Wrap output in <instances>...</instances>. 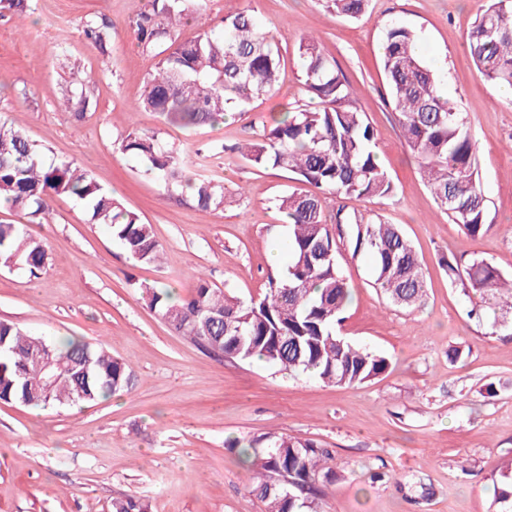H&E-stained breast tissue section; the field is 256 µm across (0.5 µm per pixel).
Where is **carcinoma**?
<instances>
[{
	"label": "carcinoma",
	"instance_id": "carcinoma-1",
	"mask_svg": "<svg viewBox=\"0 0 512 512\" xmlns=\"http://www.w3.org/2000/svg\"><path fill=\"white\" fill-rule=\"evenodd\" d=\"M322 2L338 17L358 19L369 0ZM205 4L148 0V9L133 23L142 48L162 55L157 70L145 79L137 108L185 128L218 125L279 82L281 54L275 38L247 11L224 16L217 26L202 23L193 37L178 39L176 28L203 17ZM81 32L103 54L112 44V26L103 20L82 22ZM416 39L406 26L385 28L381 65L390 102L436 204L452 223L476 237L490 224L475 143L463 113L441 97L438 76L419 55ZM468 45L488 82L512 86V0H490L468 35ZM297 56L305 91L319 105L285 112L245 151L234 147L254 166L286 170L314 187L277 199L291 229L285 275L270 280L259 301L217 291L202 277L184 298L167 288L148 287L145 299L178 333L214 354L311 373L328 385L362 384L384 374L390 362L336 332L352 291L341 275L329 225L346 226L345 246L352 257L369 259L374 284L389 303L419 307L426 284L418 256L398 225L366 221L342 208L326 212V195L371 201L390 197L394 186L377 153L374 129L336 61L313 37L300 39ZM120 150L144 161L145 172L166 191L186 192L202 208H224V185L188 174L185 161L157 136L130 131ZM61 194L76 197L94 223L112 228L134 260H159L162 248L151 225L76 163L46 160L27 135L0 120V198L37 217L47 213L49 197ZM47 259L46 245L28 236L22 225L0 224L1 267L23 266L35 276ZM442 266L471 301L469 316L481 321L492 309L497 317L491 333L512 328L511 274L485 258L464 264L445 259ZM132 377L129 364L100 346L75 337L55 346L0 321V402L91 404L129 390ZM241 454L256 460L252 488L265 512H315L317 485L336 478L324 464L328 452L308 439L268 436L264 446L245 447ZM493 504L495 512H512V463L493 481ZM112 512H150V506L130 495L114 500Z\"/></svg>",
	"mask_w": 512,
	"mask_h": 512
}]
</instances>
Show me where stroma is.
<instances>
[{"label":"stroma","mask_w":512,"mask_h":512,"mask_svg":"<svg viewBox=\"0 0 512 512\" xmlns=\"http://www.w3.org/2000/svg\"><path fill=\"white\" fill-rule=\"evenodd\" d=\"M26 4L24 13H0V118L48 158L76 161L112 190L151 224L163 256L135 261L69 195L53 196L41 218L0 208V222L23 225L48 249L38 276L0 269V320L52 342L73 336L104 347L134 375L131 390L76 408L0 402V512H111L126 495L146 499L150 512H264L230 442L282 434L329 451L337 478L318 496L317 512H493L492 481L512 460V333L492 335L470 320L469 299L440 264L444 256L483 257L512 274V97L480 74L466 43L487 0H369L356 21L320 0H207L210 24L251 11L275 34L283 67L276 91L196 129L137 107L159 61L131 28L147 0ZM101 18L112 25L104 55L80 28ZM391 23L415 31L422 58L465 116L492 221L484 236H467L438 208L387 103L379 45ZM310 34L357 91L395 188L388 200L330 195L325 207L400 225L426 281L420 308L393 306L374 288L366 259L339 253L352 288L341 332L391 362L380 377L350 386L209 354L143 300L147 287L186 296L200 276L258 299L281 274L270 256L286 254L289 227L275 200L309 186L254 167L232 148L257 141L271 116L308 103L296 46ZM75 88L87 96L79 118L64 105ZM134 129L175 148L191 173L220 176L223 209L167 192L123 154L119 141ZM455 348L462 355L453 362ZM376 472L384 480H373Z\"/></svg>","instance_id":"obj_1"}]
</instances>
